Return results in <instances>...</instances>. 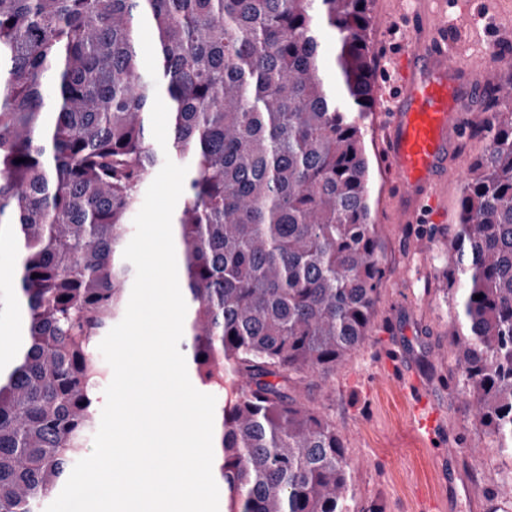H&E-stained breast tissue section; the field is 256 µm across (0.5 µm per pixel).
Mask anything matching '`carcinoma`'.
<instances>
[{
	"instance_id": "carcinoma-1",
	"label": "carcinoma",
	"mask_w": 512,
	"mask_h": 512,
	"mask_svg": "<svg viewBox=\"0 0 512 512\" xmlns=\"http://www.w3.org/2000/svg\"><path fill=\"white\" fill-rule=\"evenodd\" d=\"M371 3L0 0V238L6 226L21 246L28 322L0 363V512H38L96 426L99 339L131 294L129 220L167 156L188 165L184 338L217 398L224 512H350L336 422L291 386L322 388L363 344L382 276ZM487 84L488 147L448 248L449 336L467 402L512 459V80Z\"/></svg>"
}]
</instances>
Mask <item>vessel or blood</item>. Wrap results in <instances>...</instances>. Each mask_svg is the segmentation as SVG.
<instances>
[{"label": "vessel or blood", "instance_id": "1", "mask_svg": "<svg viewBox=\"0 0 512 512\" xmlns=\"http://www.w3.org/2000/svg\"><path fill=\"white\" fill-rule=\"evenodd\" d=\"M461 47L448 38V15L424 9L422 30L392 53L383 138L394 173L397 223L438 207V176L463 130L459 112L486 81L485 70L461 69Z\"/></svg>", "mask_w": 512, "mask_h": 512}]
</instances>
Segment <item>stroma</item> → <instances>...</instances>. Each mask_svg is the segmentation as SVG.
Returning <instances> with one entry per match:
<instances>
[{
    "instance_id": "1",
    "label": "stroma",
    "mask_w": 512,
    "mask_h": 512,
    "mask_svg": "<svg viewBox=\"0 0 512 512\" xmlns=\"http://www.w3.org/2000/svg\"><path fill=\"white\" fill-rule=\"evenodd\" d=\"M436 5L462 30L474 58H484L488 47L512 45L497 24V0H465L461 5L436 0ZM372 8L394 12L398 19L395 31L372 35L381 76L389 66L383 44L408 39L406 16L418 5L416 0H373ZM487 103V93H480L473 112L463 115L467 133L440 179L441 218L436 222L395 223L397 202L378 131L380 116L370 117L371 205L384 277L365 343L315 393L318 406L344 438L352 512H512V497L489 495L512 481V460L501 456L457 387L448 336L453 310L446 294L445 254L458 220L461 181L487 146L477 133L488 117ZM405 378L416 380L427 397L435 414L432 432L414 428L412 403L400 385ZM429 438L456 457L446 477H439L436 459L424 448Z\"/></svg>"
}]
</instances>
